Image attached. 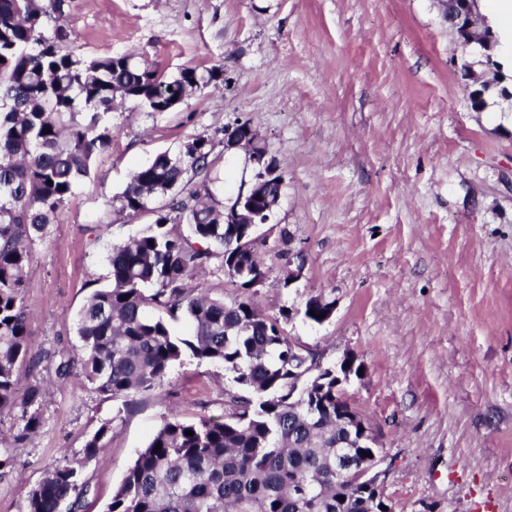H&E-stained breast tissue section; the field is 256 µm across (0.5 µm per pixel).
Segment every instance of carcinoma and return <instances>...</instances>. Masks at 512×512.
<instances>
[{
    "mask_svg": "<svg viewBox=\"0 0 512 512\" xmlns=\"http://www.w3.org/2000/svg\"><path fill=\"white\" fill-rule=\"evenodd\" d=\"M64 2L0 0V412L19 409L9 437L0 438L1 473L13 467V449L41 428V389L20 397L15 382L18 366L41 359L25 332L29 243L109 146L104 118L116 102L170 112L222 77L216 68L168 75L133 54L78 58L68 50ZM191 142L194 152L183 145L135 170L117 196L119 212H151L153 223L112 245V283L92 292L77 320L81 358L61 359L57 373L65 377L77 366L95 391L130 408L189 353L224 365L238 392L222 419H165L107 512H368L361 486L341 470L347 462L371 463L367 453L380 449L349 442L336 428V368L321 370L291 352L282 323L288 313L278 318L249 299L227 304L184 287L216 254L244 290L252 285L241 271L260 267L254 250L243 252L238 239L224 236V196L210 177L214 138ZM189 173L202 176L193 188ZM178 224L189 234L175 231ZM304 306L318 323L310 311L319 315L333 303L312 296ZM180 319L189 324L185 337L170 330L169 321ZM109 431L103 424L81 457L53 465L29 491L26 512H60L63 504L79 512L88 492L83 469L103 453Z\"/></svg>",
    "mask_w": 512,
    "mask_h": 512,
    "instance_id": "1",
    "label": "carcinoma"
}]
</instances>
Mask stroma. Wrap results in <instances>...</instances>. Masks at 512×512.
Wrapping results in <instances>:
<instances>
[{
	"instance_id": "1",
	"label": "stroma",
	"mask_w": 512,
	"mask_h": 512,
	"mask_svg": "<svg viewBox=\"0 0 512 512\" xmlns=\"http://www.w3.org/2000/svg\"><path fill=\"white\" fill-rule=\"evenodd\" d=\"M70 48L83 59L133 53L168 74L219 68L223 79L170 112L132 101L109 113L99 154L29 248L27 336L43 360L19 388L45 387L42 428L0 474V512H25L31 488L110 424L84 469L80 512H105L165 418L223 417V365L184 356L132 409L80 374L76 324L110 282L112 245L153 221L113 200L155 154L250 121L284 176L256 248L266 272L243 291L213 258L211 297L250 294L278 315L320 295L330 320L285 329L323 365L354 356L345 396L392 459L393 512H512V104L473 111L461 47L437 0H66ZM225 196L250 180L244 152L214 150ZM304 263L290 287L289 253Z\"/></svg>"
}]
</instances>
